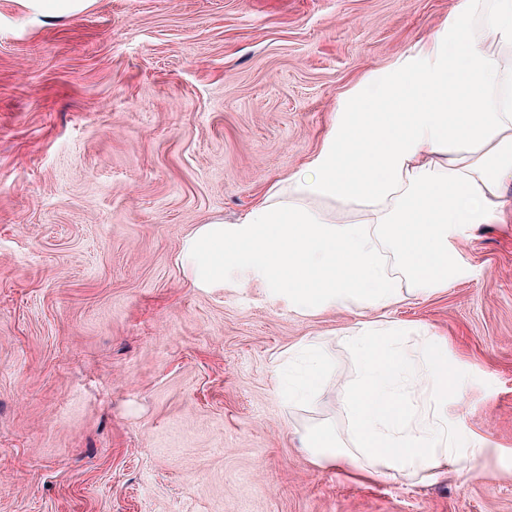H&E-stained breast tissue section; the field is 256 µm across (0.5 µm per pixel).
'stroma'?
Listing matches in <instances>:
<instances>
[{
  "mask_svg": "<svg viewBox=\"0 0 512 512\" xmlns=\"http://www.w3.org/2000/svg\"><path fill=\"white\" fill-rule=\"evenodd\" d=\"M459 3L0 0V512H512V211L451 230L447 288L371 314L445 340L465 481L315 464L314 425L353 442L360 315L181 259ZM314 336L333 370L291 411L281 355Z\"/></svg>",
  "mask_w": 512,
  "mask_h": 512,
  "instance_id": "stroma-1",
  "label": "stroma"
}]
</instances>
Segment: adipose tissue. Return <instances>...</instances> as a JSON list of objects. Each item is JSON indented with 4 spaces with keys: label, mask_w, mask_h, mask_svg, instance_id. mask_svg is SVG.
<instances>
[{
    "label": "adipose tissue",
    "mask_w": 512,
    "mask_h": 512,
    "mask_svg": "<svg viewBox=\"0 0 512 512\" xmlns=\"http://www.w3.org/2000/svg\"><path fill=\"white\" fill-rule=\"evenodd\" d=\"M512 184V0H461L456 13L340 104L320 150L272 184L237 222L200 225L183 243L194 286L226 265L284 293L296 315L381 311L448 285V231L491 224ZM346 220H338V213ZM404 329L360 324L346 343L360 376L343 399L353 447L323 424L303 445L320 466L347 464L419 483L444 466L469 479L478 451L448 416L446 348ZM289 356L301 369L285 402L312 403L332 362L323 338Z\"/></svg>",
    "instance_id": "obj_1"
}]
</instances>
